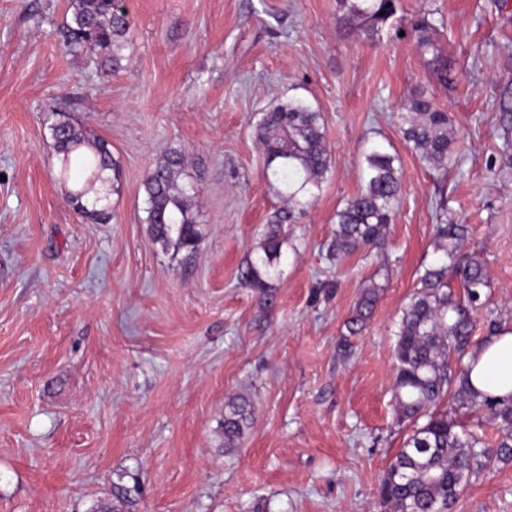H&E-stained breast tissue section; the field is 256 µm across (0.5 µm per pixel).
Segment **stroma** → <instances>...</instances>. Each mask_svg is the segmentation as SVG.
Instances as JSON below:
<instances>
[{"mask_svg":"<svg viewBox=\"0 0 512 512\" xmlns=\"http://www.w3.org/2000/svg\"><path fill=\"white\" fill-rule=\"evenodd\" d=\"M128 47L105 74L67 53L69 0H0V512H387L378 487L408 432L393 346L435 224H465L488 308L474 341L512 329V0H400L382 39L342 28L337 0H124ZM454 81L426 71L419 13ZM421 90L447 112L446 168L423 162L396 115ZM302 98L323 116L331 173L286 226L270 287L245 280L282 186L255 137L261 112ZM109 142L115 221L66 202L50 112ZM392 145L402 194L381 248L333 260L336 212L363 187L365 142ZM178 150L196 192L195 254L164 249L145 219V174ZM377 302L357 333L363 289ZM252 416L236 447L225 408ZM451 512H512V462L483 470ZM249 407L250 405L243 399L240 402L234 400L229 403V409L224 413V423L221 424L225 447H235L241 438L251 414Z\"/></svg>","mask_w":512,"mask_h":512,"instance_id":"35a3bbf8","label":"stroma"}]
</instances>
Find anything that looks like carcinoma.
<instances>
[{
  "label": "carcinoma",
  "instance_id": "1",
  "mask_svg": "<svg viewBox=\"0 0 512 512\" xmlns=\"http://www.w3.org/2000/svg\"><path fill=\"white\" fill-rule=\"evenodd\" d=\"M121 0H71L69 22L63 30L65 46L72 52L89 51L104 69L116 70L124 59L130 22ZM399 0H338L337 21L362 31L374 40L385 27L393 26ZM432 12L413 23L415 48L424 66L444 85L453 83L448 57L434 35L444 27ZM405 142L433 167L448 161L453 144L448 113L436 107L423 92L410 96L398 114ZM53 148L61 160L60 180L71 185L66 201L82 216L103 223L110 219L101 197L88 203L86 196L112 171L111 190L119 185V165L109 143L66 112L51 116ZM258 142L267 157V169L287 190L288 207L269 219L260 243L261 254L246 278L258 288L279 274L284 242L280 231L297 223L304 208L317 196L331 172L321 112L296 98L262 113L255 124ZM363 190L336 211V230L329 245L340 261L360 247L376 248L384 242L401 193L400 157L380 142L367 144L360 166ZM183 156L164 154L144 180L146 223L152 239L191 255L202 231L192 211L193 187L183 181ZM465 224L436 225L439 248L448 259L468 236ZM464 299L454 297L448 286V267L429 266L420 275V288L403 309L394 348L396 374L393 382L397 423L411 426L403 448L385 471L380 500L390 512H450L457 497L488 463L512 461V394L500 398L476 390L469 380L472 367L464 363L470 351L474 312L485 304L488 280L484 264L472 257L457 267ZM450 400V410L439 405ZM487 414L498 421L502 432L496 447L488 448L482 436L457 431L453 414ZM250 417L249 404L229 403L221 424L224 447H234Z\"/></svg>",
  "mask_w": 512,
  "mask_h": 512
}]
</instances>
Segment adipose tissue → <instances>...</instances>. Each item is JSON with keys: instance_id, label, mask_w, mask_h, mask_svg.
Instances as JSON below:
<instances>
[{"instance_id": "ef3b65f1", "label": "adipose tissue", "mask_w": 512, "mask_h": 512, "mask_svg": "<svg viewBox=\"0 0 512 512\" xmlns=\"http://www.w3.org/2000/svg\"><path fill=\"white\" fill-rule=\"evenodd\" d=\"M472 385L479 391L498 396L512 394V330H502L490 341L468 354Z\"/></svg>"}]
</instances>
